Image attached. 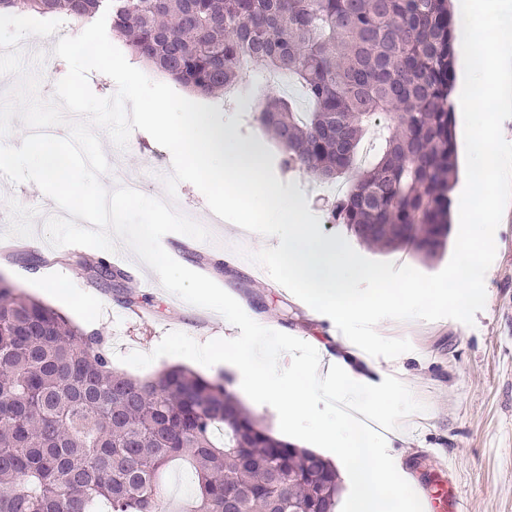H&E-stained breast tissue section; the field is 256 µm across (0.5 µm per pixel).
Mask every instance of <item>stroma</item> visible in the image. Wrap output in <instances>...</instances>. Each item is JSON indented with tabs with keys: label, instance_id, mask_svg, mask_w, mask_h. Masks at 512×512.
<instances>
[{
	"label": "stroma",
	"instance_id": "obj_1",
	"mask_svg": "<svg viewBox=\"0 0 512 512\" xmlns=\"http://www.w3.org/2000/svg\"><path fill=\"white\" fill-rule=\"evenodd\" d=\"M82 30V25L66 20L54 35L37 41L24 38L21 45L27 51L29 69L41 80L58 82L68 67L52 50L59 38L76 36ZM211 104L244 138L259 144L283 188L303 194L324 235L344 234L342 225L328 223V205L314 193L313 181L302 173L289 174L282 167V147L256 121L252 99L227 102L215 98ZM99 138L111 170L138 177L146 196L164 194L163 179L172 172V155L167 149L141 130L131 133L123 150L107 133H100ZM50 204V198L35 183L14 184L0 177V244L56 258L48 275L43 268L1 256L0 274L73 323L100 333L114 369L127 371L122 356L151 353L172 331L184 332L199 343L210 336L232 339L239 335V328L223 317L208 321L203 308L173 305L172 293L126 245H119L117 255L122 269L131 274L127 287L109 292L97 287L88 271L66 263L74 247L49 244L42 217ZM172 206L211 234L200 252L185 253L183 266L215 281L259 324L302 340L315 338L334 345L338 329L331 318L306 309L271 277L258 276L244 256L226 263V254H235L239 248L260 250L270 245V238L252 235L244 239L234 225L212 223L205 197L187 182L178 184ZM495 242L496 258L485 275L486 304L477 312L473 325L440 319L385 320L377 326L382 336L408 339L422 355L418 361L406 353L373 361L376 381L392 394L390 402L379 407L380 418L394 417L401 410L408 416L406 436L385 433L382 444L402 462L415 490H422L434 474H444L463 512H512V210L504 214ZM127 296L132 297V305L124 304ZM145 310L150 313L146 319L141 316ZM175 365L205 377L228 379L229 390L260 424L269 433L278 432L275 408L255 400L244 378L229 366L203 368L182 357L163 356L140 369L139 374L152 377ZM406 388L414 398L404 409L398 394Z\"/></svg>",
	"mask_w": 512,
	"mask_h": 512
}]
</instances>
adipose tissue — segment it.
Listing matches in <instances>:
<instances>
[{"label": "adipose tissue", "instance_id": "ef3b65f1", "mask_svg": "<svg viewBox=\"0 0 512 512\" xmlns=\"http://www.w3.org/2000/svg\"><path fill=\"white\" fill-rule=\"evenodd\" d=\"M203 355L212 364L239 368L257 400L277 404L282 427L298 428L300 438L314 440L346 460L356 487L351 512H399L401 499L411 494L410 486L396 480L392 461L382 448L361 447L356 431L362 419L373 418L377 408L389 400L388 393L372 390V366L362 348L342 341L331 350L319 341H310L307 353L298 359L299 378L295 381L268 371L270 354L257 341L241 343L230 352L211 344ZM314 388L342 403L337 415L317 424L307 421Z\"/></svg>", "mask_w": 512, "mask_h": 512}]
</instances>
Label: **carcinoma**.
<instances>
[{"instance_id": "cac0c4a2", "label": "carcinoma", "mask_w": 512, "mask_h": 512, "mask_svg": "<svg viewBox=\"0 0 512 512\" xmlns=\"http://www.w3.org/2000/svg\"><path fill=\"white\" fill-rule=\"evenodd\" d=\"M80 23L106 16L131 54L194 94L220 97L260 62L309 104L254 103L282 166L347 185L328 212L358 243L445 249L457 174L448 0H24ZM107 290L129 280L99 258ZM186 459L181 512H335L321 454L267 433L224 378L172 366L117 371L103 337L0 276V512H166L161 469Z\"/></svg>"}]
</instances>
